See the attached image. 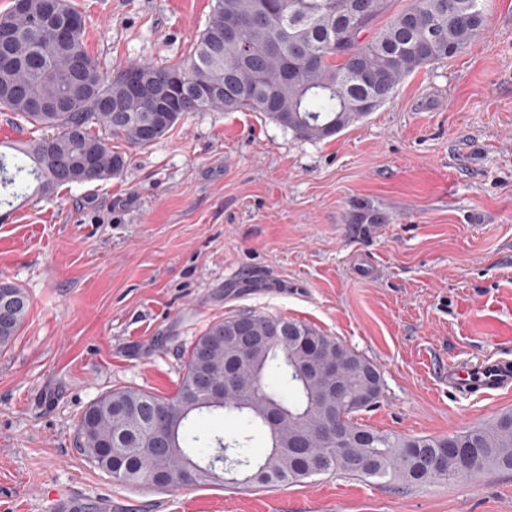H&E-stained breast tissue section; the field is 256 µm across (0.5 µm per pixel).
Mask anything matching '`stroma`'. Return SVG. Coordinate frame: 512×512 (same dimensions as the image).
<instances>
[{
    "mask_svg": "<svg viewBox=\"0 0 512 512\" xmlns=\"http://www.w3.org/2000/svg\"><path fill=\"white\" fill-rule=\"evenodd\" d=\"M105 73L186 59L215 0H68ZM462 53L322 140L261 112H198L116 177L14 199L0 283L30 308L0 351V512L53 495L112 512H512V472L403 489L343 473L269 488L126 487L79 450L117 388L172 394L207 327L243 311L310 323L383 379L358 419L445 436L512 409L449 393L450 369L512 359V0H484Z\"/></svg>",
    "mask_w": 512,
    "mask_h": 512,
    "instance_id": "1",
    "label": "stroma"
}]
</instances>
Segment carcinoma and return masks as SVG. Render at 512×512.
I'll return each mask as SVG.
<instances>
[{
    "mask_svg": "<svg viewBox=\"0 0 512 512\" xmlns=\"http://www.w3.org/2000/svg\"><path fill=\"white\" fill-rule=\"evenodd\" d=\"M390 0H216L205 29L183 64H133L105 75L86 48L85 22L65 40L59 19L81 13L67 0H28V10L0 14L12 39L0 43V107L44 130L18 148L30 165L0 175L16 193L47 194L71 183L108 179L127 166L112 149L121 139L140 149L153 145L193 112H263L303 139L321 140L390 101L400 81L416 69L463 52L485 29L483 0H408L384 27L369 34ZM233 15L246 28L224 35ZM135 72L153 81L172 73L190 83L224 84L222 98L199 100L159 115L151 103L131 101L122 112L100 107L123 100V77ZM0 302V348L12 343L29 311L27 294L5 286ZM328 358L341 361L339 396L302 376ZM202 380L226 383L223 404L191 396ZM379 370L368 359L298 320L244 311L211 324L190 349L186 371L167 396L119 388L83 411L80 448L112 481L167 489L192 484L270 487L314 475L342 472L405 485L474 479L489 471L512 472V410L448 436L380 432L355 415L381 397ZM228 416L229 428L206 425ZM336 431L333 441L326 432ZM304 439L286 452L279 443ZM268 450L254 453L258 441Z\"/></svg>",
    "mask_w": 512,
    "mask_h": 512,
    "instance_id": "carcinoma-1",
    "label": "carcinoma"
}]
</instances>
